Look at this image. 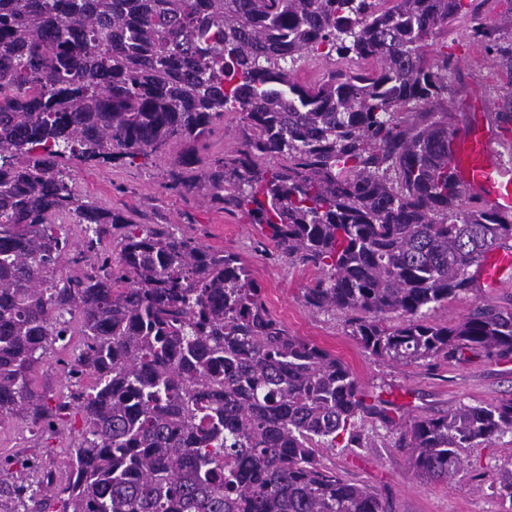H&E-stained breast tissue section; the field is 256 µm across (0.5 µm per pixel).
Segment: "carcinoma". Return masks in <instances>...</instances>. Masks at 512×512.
I'll use <instances>...</instances> for the list:
<instances>
[{
  "mask_svg": "<svg viewBox=\"0 0 512 512\" xmlns=\"http://www.w3.org/2000/svg\"><path fill=\"white\" fill-rule=\"evenodd\" d=\"M475 0H0V422L62 433L80 416L63 482L17 480L0 459V512H383L377 493L318 460L392 418L350 368L288 333L237 254L88 205L57 169L184 145L210 201L320 271L307 307L349 315L382 359H512V309L460 323L430 313L475 288L512 241V213L470 196L448 161L453 56L437 30ZM469 39L496 61L512 38ZM337 67L303 85L306 58ZM238 112L236 155L197 144ZM85 226L75 262L59 218ZM119 233L120 261L102 254ZM82 317L67 400L30 387L47 347ZM398 323L388 324V315ZM512 432V398L414 418L399 447L415 475L454 480L462 453Z\"/></svg>",
  "mask_w": 512,
  "mask_h": 512,
  "instance_id": "1",
  "label": "carcinoma"
}]
</instances>
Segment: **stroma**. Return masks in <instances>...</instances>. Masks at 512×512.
<instances>
[{"label": "stroma", "instance_id": "35a3bbf8", "mask_svg": "<svg viewBox=\"0 0 512 512\" xmlns=\"http://www.w3.org/2000/svg\"><path fill=\"white\" fill-rule=\"evenodd\" d=\"M512 18V0H480L478 17L468 15L449 21L438 30L437 40L447 43L456 60L448 81V114L452 123L470 117L495 127L503 143L500 151L512 163V122H500L512 113V71L488 59L472 43L468 31L474 22L505 26ZM242 144L239 113H226L217 121L201 153L208 158L235 154ZM179 145L152 157L148 164L94 163L77 157L64 161L81 200L119 210L138 224L169 225L205 247L240 254L262 288L264 302L273 317L289 333L308 339L344 361L356 375L362 391L386 402L396 428L379 420L365 419L363 448H324L320 461L349 482L377 492L385 512H512V503L499 496L493 477L512 470V434L465 449L472 468L487 472L486 481L470 478L424 484L414 474L406 449L400 448L399 424L416 417L438 416L462 404L495 403L512 398V360L469 356L437 357L416 364L384 360L372 355L350 334L344 314L325 313L307 307L303 292L318 275L316 269L289 259L268 241L242 213H227L214 206L206 190L191 192L173 187L180 168ZM489 303L512 308V272L497 288L474 290L433 311L438 323L463 320L475 305ZM71 349L49 347L35 377L34 388L55 396L66 395L72 381L65 363ZM75 440L69 434L50 435L33 430L22 420L0 422V457L21 456L41 470L66 476L68 453Z\"/></svg>", "mask_w": 512, "mask_h": 512}]
</instances>
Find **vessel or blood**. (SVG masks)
<instances>
[{"instance_id": "1", "label": "vessel or blood", "mask_w": 512, "mask_h": 512, "mask_svg": "<svg viewBox=\"0 0 512 512\" xmlns=\"http://www.w3.org/2000/svg\"><path fill=\"white\" fill-rule=\"evenodd\" d=\"M499 141L489 128L474 124L453 128L448 136V159L464 186L490 207L512 209V168L500 158ZM512 270V251L488 255L478 270L479 283L495 287Z\"/></svg>"}]
</instances>
